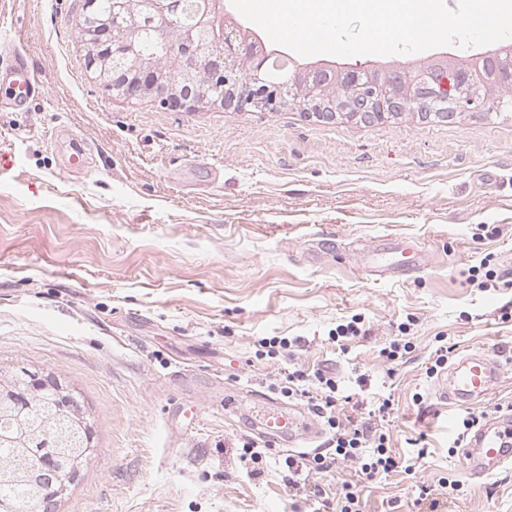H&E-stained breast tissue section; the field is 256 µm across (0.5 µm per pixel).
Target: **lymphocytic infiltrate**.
I'll return each mask as SVG.
<instances>
[{
	"label": "lymphocytic infiltrate",
	"instance_id": "1",
	"mask_svg": "<svg viewBox=\"0 0 512 512\" xmlns=\"http://www.w3.org/2000/svg\"><path fill=\"white\" fill-rule=\"evenodd\" d=\"M269 386L284 398L305 402L322 419L329 433L324 450L286 458L284 480L289 488L304 487L310 475H328L339 470L368 480L386 478L398 471L414 472V463L397 459L390 448V399L355 402V413H364L359 419L355 413L346 415L340 404L339 384L329 371H281L270 376ZM307 500L309 512H363L353 481L341 482L333 489L315 487Z\"/></svg>",
	"mask_w": 512,
	"mask_h": 512
}]
</instances>
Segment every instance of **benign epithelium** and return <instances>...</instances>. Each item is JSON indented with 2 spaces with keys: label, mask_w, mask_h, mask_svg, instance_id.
Masks as SVG:
<instances>
[{
  "label": "benign epithelium",
  "mask_w": 512,
  "mask_h": 512,
  "mask_svg": "<svg viewBox=\"0 0 512 512\" xmlns=\"http://www.w3.org/2000/svg\"><path fill=\"white\" fill-rule=\"evenodd\" d=\"M184 12V0H114L112 11L101 14L95 0H81L82 24L78 39L87 56L92 78L115 96L127 99L150 97L175 112L192 111L205 103L228 109H254L274 112L275 94L265 77V53L250 42V35L234 23L224 25V0H199L193 35L174 53L181 77L173 84L154 63L139 51L141 33L164 37ZM486 59L479 57L467 71L448 68L436 80L430 94L420 91L422 75L404 73V96L389 93L377 81L360 92L349 104L347 117L378 122L399 112L453 120L464 114L489 113L491 101L478 90L486 80ZM365 70L350 66L335 79L351 86L359 83ZM301 83L306 93L304 112L316 118L334 120L335 109L327 104L331 87L329 76L320 71L289 76ZM77 466L65 473H52L42 510L51 512L69 491Z\"/></svg>",
  "instance_id": "benign-epithelium-1"
}]
</instances>
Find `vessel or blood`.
I'll return each mask as SVG.
<instances>
[{
    "label": "vessel or blood",
    "instance_id": "b4317fda",
    "mask_svg": "<svg viewBox=\"0 0 512 512\" xmlns=\"http://www.w3.org/2000/svg\"><path fill=\"white\" fill-rule=\"evenodd\" d=\"M6 76L12 89L11 102L21 105L38 93L41 72L29 59L21 43L9 44ZM426 251L420 243L401 239L376 244L368 252V263L381 272L419 271ZM501 367L483 351H470L459 356L445 370L439 381L441 400L468 404L487 397L501 384ZM249 397L264 411L252 426L269 445L286 444L297 448L316 434L314 419L303 409L284 406L268 393L253 390ZM512 462V412L492 414L466 440L461 456L465 472L489 476L504 464Z\"/></svg>",
    "mask_w": 512,
    "mask_h": 512
}]
</instances>
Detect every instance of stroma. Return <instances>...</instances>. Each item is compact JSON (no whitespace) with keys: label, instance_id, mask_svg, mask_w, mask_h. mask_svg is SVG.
Returning <instances> with one entry per match:
<instances>
[{"label":"stroma","instance_id":"stroma-1","mask_svg":"<svg viewBox=\"0 0 512 512\" xmlns=\"http://www.w3.org/2000/svg\"><path fill=\"white\" fill-rule=\"evenodd\" d=\"M79 0H0V33L21 35L44 73L22 107L3 99L0 365L61 374L95 428V456L58 512H306L283 482L288 448L248 476L239 441L255 406L225 416V387L323 368L353 399L390 398L393 453L415 473L362 482L366 512H416L415 480H461L453 512H512V464L485 479L453 442L467 411L512 407V116L403 115L374 125L293 109L173 112L110 95L86 68ZM98 148L69 172L66 138ZM413 238L427 265L381 275L363 254ZM490 259L491 288L468 280ZM360 317L346 349L337 325ZM408 324L414 350L379 351ZM278 336L292 353L257 359ZM485 349L501 388L443 405L426 366L437 337ZM199 402L198 427L178 404Z\"/></svg>","mask_w":512,"mask_h":512}]
</instances>
